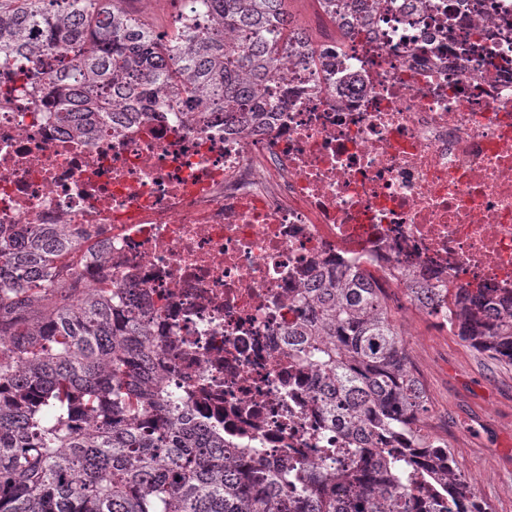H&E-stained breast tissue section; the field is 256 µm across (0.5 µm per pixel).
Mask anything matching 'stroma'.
Here are the masks:
<instances>
[{
    "label": "stroma",
    "instance_id": "35a3bbf8",
    "mask_svg": "<svg viewBox=\"0 0 512 512\" xmlns=\"http://www.w3.org/2000/svg\"><path fill=\"white\" fill-rule=\"evenodd\" d=\"M388 306L427 389V431L441 432L458 472L490 512H512V364L479 353L416 313L404 289H396Z\"/></svg>",
    "mask_w": 512,
    "mask_h": 512
}]
</instances>
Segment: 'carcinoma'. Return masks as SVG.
Returning a JSON list of instances; mask_svg holds the SVG:
<instances>
[{"instance_id": "1", "label": "carcinoma", "mask_w": 512, "mask_h": 512, "mask_svg": "<svg viewBox=\"0 0 512 512\" xmlns=\"http://www.w3.org/2000/svg\"><path fill=\"white\" fill-rule=\"evenodd\" d=\"M125 0H0V65L55 51L46 67L63 119L95 131L123 102L174 111L181 95L257 118L286 82L296 34L286 0H184L190 28L158 33ZM332 22L373 21L381 0H318ZM70 224L0 232V512H487L448 444L423 433L428 395L409 366L385 289L349 269L300 297L288 349L348 447L336 474L272 477L224 435L178 416L141 312L110 288H80ZM455 335L512 363V297L458 289L453 308L408 289Z\"/></svg>"}]
</instances>
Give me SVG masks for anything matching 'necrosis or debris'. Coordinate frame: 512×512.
<instances>
[{
	"label": "necrosis or debris",
	"instance_id": "necrosis-or-debris-1",
	"mask_svg": "<svg viewBox=\"0 0 512 512\" xmlns=\"http://www.w3.org/2000/svg\"><path fill=\"white\" fill-rule=\"evenodd\" d=\"M306 44L257 124L183 98L84 136L42 58L0 96V225L73 224L80 284L139 307L169 393L272 474L344 447L289 357L301 288L340 263L383 288L512 292V0H389Z\"/></svg>",
	"mask_w": 512,
	"mask_h": 512
}]
</instances>
